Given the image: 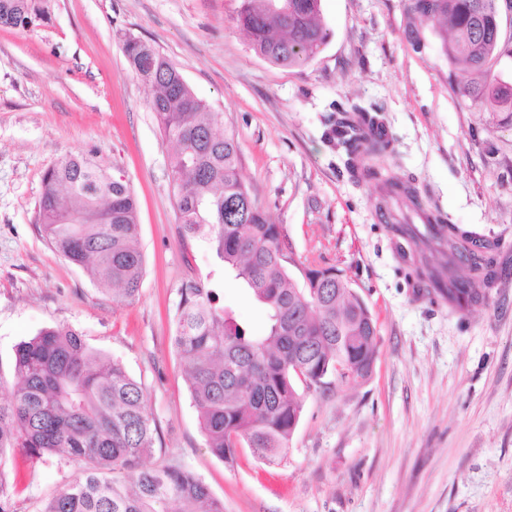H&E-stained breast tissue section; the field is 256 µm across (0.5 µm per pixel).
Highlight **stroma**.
Returning <instances> with one entry per match:
<instances>
[{
	"mask_svg": "<svg viewBox=\"0 0 512 512\" xmlns=\"http://www.w3.org/2000/svg\"><path fill=\"white\" fill-rule=\"evenodd\" d=\"M404 4L322 0L331 36L292 68L252 50L241 0H51L49 24L0 28V377L12 380L19 342L77 330L142 383L157 426L148 465L194 471L224 512H512V121L456 95L438 24L409 21ZM127 35L223 113L253 201L285 231L293 277L340 271L376 321L371 377L305 392L281 463L243 447L228 466L205 445L172 336L179 288L208 280L217 261L182 235L173 146L123 55ZM339 105L383 120L389 168L424 206L499 243L507 270L486 301L459 310L416 287L374 184L329 140ZM76 155L137 199L145 271L134 300L101 292L39 230L43 176ZM7 473L14 512H38L78 468L19 454Z\"/></svg>",
	"mask_w": 512,
	"mask_h": 512,
	"instance_id": "35a3bbf8",
	"label": "stroma"
}]
</instances>
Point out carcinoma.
<instances>
[{
    "mask_svg": "<svg viewBox=\"0 0 512 512\" xmlns=\"http://www.w3.org/2000/svg\"><path fill=\"white\" fill-rule=\"evenodd\" d=\"M48 0H0V26L32 29L49 20ZM499 0H407L410 19L442 20V51L457 66V93L488 112L512 119V85L500 81ZM321 0H242L238 26L253 50L288 67L307 64L330 32ZM124 54L140 73L153 68L150 109L165 139L173 196L183 233L208 244L224 280L247 290L266 314L262 333L239 322L214 284L179 288L172 344L184 364L207 448L227 464L247 445L260 459L286 457L303 411L298 385L318 390L335 378L368 377L376 356V324L349 281L310 269L298 284L281 259V225L255 203L235 215L228 203L251 199L240 168L236 135L224 115L196 97L180 71L153 46L128 37ZM378 116L354 106L332 119L330 140L342 147L355 176L380 188L379 208L422 209L416 191L387 172L389 137L369 140L362 123ZM40 231L65 260L121 300L139 293L144 257L136 198L129 186L91 158L71 156L49 169L38 202ZM428 242L445 258L418 266L419 283L448 281V303L463 310L486 300L495 281L499 244L453 224L426 225ZM16 382L0 395V512H13L6 452L33 460L59 456L78 476L46 500L40 512H224V503L193 471L148 467L156 426L145 391L123 363L91 350L82 334L58 326L17 344Z\"/></svg>",
    "mask_w": 512,
    "mask_h": 512,
    "instance_id": "1",
    "label": "carcinoma"
}]
</instances>
